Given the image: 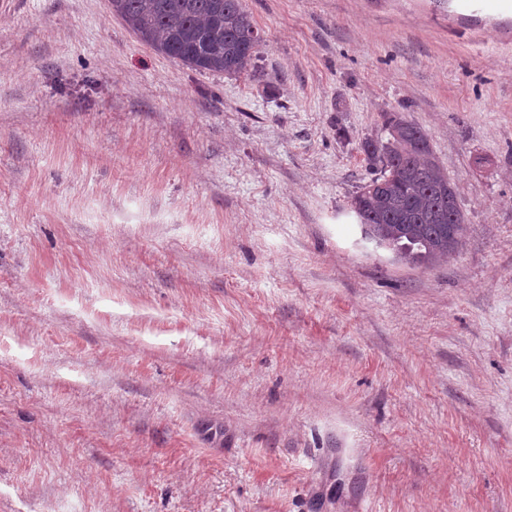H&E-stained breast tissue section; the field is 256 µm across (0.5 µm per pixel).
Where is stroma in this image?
Listing matches in <instances>:
<instances>
[{"instance_id": "1", "label": "stroma", "mask_w": 512, "mask_h": 512, "mask_svg": "<svg viewBox=\"0 0 512 512\" xmlns=\"http://www.w3.org/2000/svg\"><path fill=\"white\" fill-rule=\"evenodd\" d=\"M252 75L0 0V512H512V0H242ZM465 230L363 239L385 119Z\"/></svg>"}]
</instances>
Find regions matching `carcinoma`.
Here are the masks:
<instances>
[{"label": "carcinoma", "instance_id": "1", "mask_svg": "<svg viewBox=\"0 0 512 512\" xmlns=\"http://www.w3.org/2000/svg\"><path fill=\"white\" fill-rule=\"evenodd\" d=\"M112 12L144 43L194 70L240 76L255 70L259 29L242 0H109ZM390 138L367 142L379 175L360 187L354 211L365 239L412 265H434L462 242L463 214L448 208V175L435 162L426 133L390 118Z\"/></svg>", "mask_w": 512, "mask_h": 512}]
</instances>
